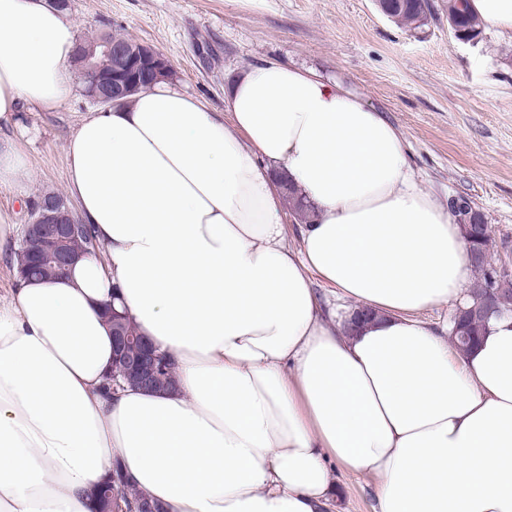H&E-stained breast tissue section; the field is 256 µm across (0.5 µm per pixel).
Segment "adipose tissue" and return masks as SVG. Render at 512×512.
Listing matches in <instances>:
<instances>
[{
    "mask_svg": "<svg viewBox=\"0 0 512 512\" xmlns=\"http://www.w3.org/2000/svg\"><path fill=\"white\" fill-rule=\"evenodd\" d=\"M76 41L47 0H0V123L70 94ZM66 153L101 251L0 304V512H93L115 464L164 512H335L340 471L376 512H512V314L467 353L425 322L474 272L381 112L267 62L220 112L139 90ZM281 171L315 210L295 248ZM31 179L0 140V189ZM318 280L375 320L348 331ZM116 296L174 389L104 390Z\"/></svg>",
    "mask_w": 512,
    "mask_h": 512,
    "instance_id": "obj_1",
    "label": "adipose tissue"
}]
</instances>
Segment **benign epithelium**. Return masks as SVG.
Masks as SVG:
<instances>
[{"instance_id":"benign-epithelium-1","label":"benign epithelium","mask_w":512,"mask_h":512,"mask_svg":"<svg viewBox=\"0 0 512 512\" xmlns=\"http://www.w3.org/2000/svg\"><path fill=\"white\" fill-rule=\"evenodd\" d=\"M101 44L105 52L131 68L140 83L150 81L154 74L171 67V61L147 43L131 38H107ZM81 77L91 88L92 102L103 107L120 102L133 87L127 78L103 73L91 64L81 72ZM448 208L465 228L468 260L480 273L483 288L489 296L485 304L477 303L469 308L458 306L455 316L468 315L485 320L494 313L511 312L512 297L499 294L498 285L503 277L512 274V260L501 256L499 263L491 261L492 253L498 249L492 225L483 223L482 214L472 207L467 198L450 199ZM81 227L82 223L65 199L44 196L28 211L20 246L33 252L37 262L50 272L63 274L71 271L84 257L83 251L73 248ZM112 339L117 354L112 364L110 390H117L122 382L149 388L159 366L160 356L155 349L143 337L129 336L121 318L114 320ZM134 343L139 345L140 352L131 356L127 353V346Z\"/></svg>"}]
</instances>
